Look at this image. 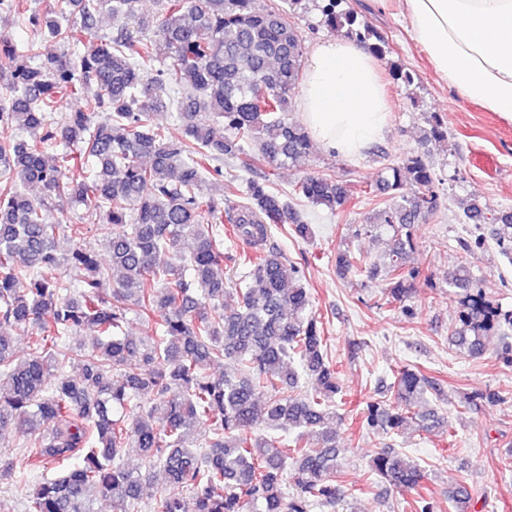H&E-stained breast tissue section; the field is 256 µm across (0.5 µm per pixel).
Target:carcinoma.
<instances>
[{
    "label": "carcinoma",
    "instance_id": "cac0c4a2",
    "mask_svg": "<svg viewBox=\"0 0 512 512\" xmlns=\"http://www.w3.org/2000/svg\"><path fill=\"white\" fill-rule=\"evenodd\" d=\"M137 0H66L63 12L29 14L27 0H0V11L36 31L20 48L0 39V436L15 431L27 468L0 459V477L27 482L39 469L56 477L34 484L25 512H94L96 494L112 512H137L151 471L160 512H311L334 505L341 464L336 448V366L299 269L265 249L271 226L311 228L277 192L271 176L309 161L314 141L289 112L299 87L304 39L290 20L303 0L256 11L252 0H159L154 36ZM322 24L383 60L388 42L346 0H320ZM118 21L90 52L96 17ZM27 57L35 64L20 63ZM169 59L154 68L159 57ZM67 100L86 108L62 111ZM175 109L186 138L173 141L157 112ZM73 145L46 158L59 142ZM249 174L240 192L224 184V160ZM39 184L44 196L22 186ZM385 206L366 225L392 232L386 262L345 253L342 273L383 276L385 304L407 300L405 271L415 224L435 205L427 159L410 156L376 182ZM292 196L335 211L353 196L336 175L306 174ZM82 204L111 256L107 267L79 241L63 257L57 240L82 226L47 222L50 206ZM252 251H224V237ZM83 272L78 285L57 275ZM240 267L239 287L225 268ZM465 292L451 341L471 356L489 337L512 330L467 269L452 280ZM150 335L126 334L129 315ZM92 331L77 376L62 339ZM34 329L20 356L14 333ZM220 367L219 373L211 368ZM314 391L296 396L299 375ZM434 383L403 367L389 399L363 413L369 426L401 435L432 432L448 419L422 410ZM138 449L132 456L129 449ZM370 470L392 488L417 490L422 468L391 447ZM293 491L287 490V485Z\"/></svg>",
    "mask_w": 512,
    "mask_h": 512
}]
</instances>
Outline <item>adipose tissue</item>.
I'll use <instances>...</instances> for the list:
<instances>
[{"label":"adipose tissue","mask_w":512,"mask_h":512,"mask_svg":"<svg viewBox=\"0 0 512 512\" xmlns=\"http://www.w3.org/2000/svg\"><path fill=\"white\" fill-rule=\"evenodd\" d=\"M403 14L449 88L512 122V0H403ZM300 118L325 151L368 149L390 119L375 57L343 36L317 43L304 67Z\"/></svg>","instance_id":"obj_1"}]
</instances>
